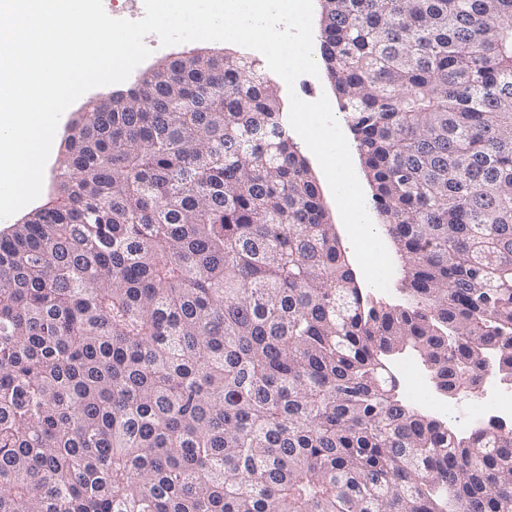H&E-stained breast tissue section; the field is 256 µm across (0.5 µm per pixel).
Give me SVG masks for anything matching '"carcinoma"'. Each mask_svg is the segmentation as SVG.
<instances>
[{"label":"carcinoma","mask_w":512,"mask_h":512,"mask_svg":"<svg viewBox=\"0 0 512 512\" xmlns=\"http://www.w3.org/2000/svg\"><path fill=\"white\" fill-rule=\"evenodd\" d=\"M320 26L405 306L364 300L261 64L161 61L0 234V512H512V430L457 436L382 361L512 368V0Z\"/></svg>","instance_id":"carcinoma-1"}]
</instances>
